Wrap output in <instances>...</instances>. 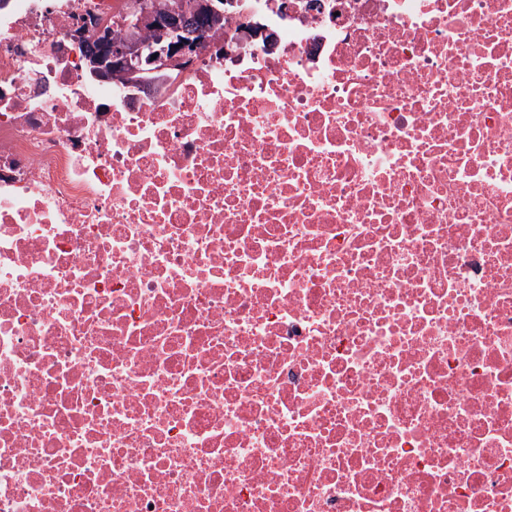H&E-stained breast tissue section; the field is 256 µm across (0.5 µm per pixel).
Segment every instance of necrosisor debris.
<instances>
[{
	"label": "necrosis or debris",
	"mask_w": 512,
	"mask_h": 512,
	"mask_svg": "<svg viewBox=\"0 0 512 512\" xmlns=\"http://www.w3.org/2000/svg\"><path fill=\"white\" fill-rule=\"evenodd\" d=\"M240 2L0 10V512H512V0ZM224 4L230 0H147L136 6L121 20L120 36L112 33V25L98 20L92 33L97 42L88 46L86 68L98 79L105 77L129 89L141 86L139 75L145 71L160 72L182 69L193 55L203 50L202 30L215 28L224 20ZM93 50V51H92ZM92 51V52H91ZM90 52V53H89ZM89 53V54H88ZM157 54L156 59L151 56ZM258 38H262L263 42L267 46H273L278 41L277 33L265 29L260 24H255L253 22L250 23H240L238 30V37L236 40L237 46L241 47L252 40H256Z\"/></svg>",
	"instance_id": "4bbe7bcc"
}]
</instances>
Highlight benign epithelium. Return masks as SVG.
I'll return each mask as SVG.
<instances>
[{
  "mask_svg": "<svg viewBox=\"0 0 512 512\" xmlns=\"http://www.w3.org/2000/svg\"><path fill=\"white\" fill-rule=\"evenodd\" d=\"M233 0H143L133 18L122 27L120 36L112 25L99 20L92 33L97 48L85 55L86 68L97 79L105 77L133 89L140 85V74L181 69L192 56L203 50L201 31L224 20V6ZM262 39L272 46L277 33L253 22L239 26L237 46ZM157 58H152V55Z\"/></svg>",
  "mask_w": 512,
  "mask_h": 512,
  "instance_id": "1",
  "label": "benign epithelium"
}]
</instances>
